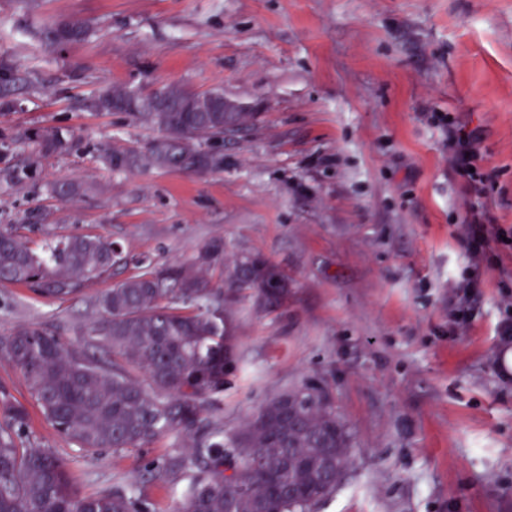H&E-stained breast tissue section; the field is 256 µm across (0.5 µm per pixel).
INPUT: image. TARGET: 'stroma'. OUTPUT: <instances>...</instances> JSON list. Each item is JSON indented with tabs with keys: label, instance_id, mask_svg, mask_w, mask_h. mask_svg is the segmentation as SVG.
<instances>
[{
	"label": "stroma",
	"instance_id": "obj_1",
	"mask_svg": "<svg viewBox=\"0 0 512 512\" xmlns=\"http://www.w3.org/2000/svg\"><path fill=\"white\" fill-rule=\"evenodd\" d=\"M88 26L52 45L47 27ZM0 161L22 135L54 126L70 151L33 179L0 185V227L100 235L129 255L191 261L204 244L255 254L288 279L271 313L234 307L236 349L217 413L225 433L303 385L324 391L351 452L313 512H512V243L473 259L474 202L434 122L474 131L488 223L512 228V0H0ZM223 90L256 115L216 144L224 168L113 170L102 149L146 153L156 126L95 107L108 88ZM69 180L80 196L60 200ZM116 268L83 295L42 296L0 281V337L41 326L81 346L93 297L136 275ZM479 300L457 325L456 290ZM170 440L77 462L80 491L137 484L153 512H175L191 478L144 474Z\"/></svg>",
	"mask_w": 512,
	"mask_h": 512
}]
</instances>
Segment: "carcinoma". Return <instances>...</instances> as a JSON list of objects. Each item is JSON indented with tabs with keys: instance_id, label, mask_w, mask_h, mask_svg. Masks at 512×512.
<instances>
[{
	"instance_id": "carcinoma-1",
	"label": "carcinoma",
	"mask_w": 512,
	"mask_h": 512,
	"mask_svg": "<svg viewBox=\"0 0 512 512\" xmlns=\"http://www.w3.org/2000/svg\"><path fill=\"white\" fill-rule=\"evenodd\" d=\"M88 36L78 22L56 24L54 43ZM194 93L166 88L159 107L118 87L99 108L122 111L163 134L147 154L105 152L115 170L143 164L218 171L224 156L202 145L245 129L253 112H191ZM24 139L41 155L68 150L56 128L35 127ZM29 165L0 168V182L29 179ZM127 263L122 248L86 234L53 238L29 248L11 227L0 228V280L28 285L56 298L81 295ZM219 272L214 281L210 272ZM250 293L273 311L288 295V281L259 256L243 255L224 266V244L212 241L180 265H149L97 294V319L81 348L40 327L0 337V356L19 370L44 418L76 446L81 459L105 448L116 456L166 438L188 452L148 463L149 478L163 481L182 469L196 475L178 512H311L336 490L351 448L350 435L322 391L304 386L270 400L245 425L224 435L208 414L224 391V368L234 348L229 305ZM28 408L0 389V512H149L130 485L82 493L73 486L71 461L31 445ZM321 452L326 478L317 469ZM233 470L224 475V468Z\"/></svg>"
}]
</instances>
